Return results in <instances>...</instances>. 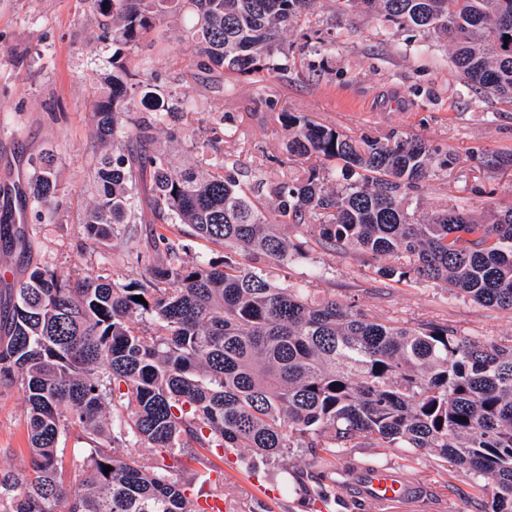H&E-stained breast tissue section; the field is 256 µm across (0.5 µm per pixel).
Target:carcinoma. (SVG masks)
I'll use <instances>...</instances> for the list:
<instances>
[{
  "mask_svg": "<svg viewBox=\"0 0 512 512\" xmlns=\"http://www.w3.org/2000/svg\"><path fill=\"white\" fill-rule=\"evenodd\" d=\"M86 2L119 46L190 15L197 81L213 72L287 74L283 35L314 0ZM344 2L449 41L464 90L512 105V0ZM104 82L109 91L91 107L103 150L84 237L102 243L141 223L145 181L154 223L186 225L233 256L191 263L188 245L161 234L163 257L145 261L133 283L71 282L36 264L10 286L0 307V387L23 390L30 446L27 467L0 469V512H204L190 510L186 483L218 471L208 457L217 449L245 448L282 467L305 448L328 467L362 440L399 448L407 462L430 456L462 470L478 512H512V337L383 321L332 297L314 302L268 270L298 263L308 249L388 256L395 264L374 266V275L512 310V205L484 217L453 205L420 219L411 195L448 157L420 137L358 143L293 115L289 156L320 164L273 184L230 154L179 168L148 145L158 126L186 113V92L150 90L119 51ZM55 163L42 154L22 192L40 223L54 217L60 195ZM285 226L309 239L293 242ZM3 237L10 252L31 248L24 227L7 224ZM65 433L87 444L75 489L61 482ZM111 442L128 454L116 456ZM142 447L183 456L188 482L139 458Z\"/></svg>",
  "mask_w": 512,
  "mask_h": 512,
  "instance_id": "cac0c4a2",
  "label": "carcinoma"
}]
</instances>
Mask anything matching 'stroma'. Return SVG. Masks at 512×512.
Returning a JSON list of instances; mask_svg holds the SVG:
<instances>
[{"label": "stroma", "instance_id": "1", "mask_svg": "<svg viewBox=\"0 0 512 512\" xmlns=\"http://www.w3.org/2000/svg\"><path fill=\"white\" fill-rule=\"evenodd\" d=\"M183 35L182 21L167 22L127 53L140 79L154 74L159 85L186 87L191 113L155 133L156 147L171 152L176 165L224 154L249 163L261 151L272 158L263 168L264 180L280 181L301 166L285 150L283 116L290 113L356 140L393 132L418 136L447 154V168L421 191L420 213L460 204L483 216L512 205V166L485 164L488 154H512V105L462 91L450 67V43L432 38L420 53L409 32L381 17L359 8L343 11L339 0H314L284 37L287 75L260 86L248 76L228 77L219 88L205 80L184 82L191 60ZM329 36L336 39L335 49L313 54L312 45ZM115 51L86 0H0V214L26 225L32 238L26 255L0 250L1 298L5 274L22 278L34 263L73 281L108 276L126 285L155 255L153 243L165 225L134 224L120 238L87 245L78 222L95 200L91 163L101 151L90 105ZM48 150L56 155L62 192L56 221L39 224L21 208L15 189L27 182L33 160ZM312 269L319 273L307 285L312 299L351 301L401 325L433 321L464 336H512V310L487 308L432 284L385 287L353 255L317 251L271 274L277 280L300 279ZM28 448L25 398L15 386L0 395V468L24 466ZM247 454L231 449L218 463L225 492H251L239 512H311L293 480L277 469L260 463L247 471ZM371 458L418 480L426 491L427 504L410 503L397 512H475L467 498L469 476L447 473L429 457L410 463L396 449L362 445L346 449L336 468L350 471Z\"/></svg>", "mask_w": 512, "mask_h": 512}]
</instances>
